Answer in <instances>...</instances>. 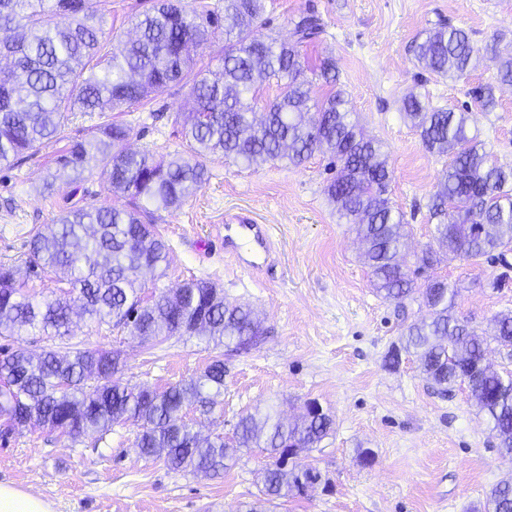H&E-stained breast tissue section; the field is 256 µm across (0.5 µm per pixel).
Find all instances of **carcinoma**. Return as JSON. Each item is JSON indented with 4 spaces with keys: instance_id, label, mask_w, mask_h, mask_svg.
Segmentation results:
<instances>
[{
    "instance_id": "cac0c4a2",
    "label": "carcinoma",
    "mask_w": 512,
    "mask_h": 512,
    "mask_svg": "<svg viewBox=\"0 0 512 512\" xmlns=\"http://www.w3.org/2000/svg\"><path fill=\"white\" fill-rule=\"evenodd\" d=\"M0 0V61L12 74L0 78V164L21 163L48 142L63 147L48 171L43 191L65 176L79 191L86 175L98 171L108 194L124 207L66 204L52 224L28 241L27 264L34 273L52 274L54 298L37 301L22 292L11 266L0 265V336L23 331L69 334L73 307L97 324L130 327V334L154 344L172 336H198L218 349L241 336L263 333L254 312L224 298L211 281L191 277L167 292L143 299L142 273L167 264L168 245L157 228L159 212H172L209 179L204 159L221 156L248 166L285 161L294 166L315 152L327 153L336 176L326 186L340 217L354 226L364 245L374 290L386 300L412 299L427 314L402 332L388 356L416 358L421 372L446 392L467 384L470 399L512 461V371L484 365L489 342L512 359V313L493 317L478 334L455 315L458 289L446 279L415 276L434 268L438 253L466 258L492 254L512 243V169L489 161L484 143L468 135V112L429 108L411 94L404 111L425 148L451 156L429 209L435 221L433 243L411 269L403 255L408 231L392 210L390 176L379 141L368 138L345 108L341 90L312 100L306 72L319 71L336 83L329 60L309 66L302 48L323 31L312 11L294 22L293 40L279 42L260 32L265 0H224V6L187 8L185 0H153L132 20L135 36L123 39L107 27L110 0ZM224 32L221 71L209 78L197 68L198 56ZM426 71L458 78L476 68L481 56L469 35L438 26L416 45ZM280 92L258 99L270 77ZM182 82L192 83V105L179 113L188 154L156 159L126 147L130 129L112 116L142 105ZM74 112H95L102 122L89 139L65 135ZM112 351L75 348L62 353L0 350V438L32 419L76 440L106 430L126 418L141 422L137 447L176 472L219 475L238 452L258 448L272 459L262 472L261 502L271 504L306 494L314 468L282 469L288 448L308 451L331 431L326 413L305 412L293 421L278 412H247L232 439L203 437L184 412L213 410L224 394V359L218 353L202 374L162 390L129 387L116 378ZM485 512H512V479L489 494Z\"/></svg>"
}]
</instances>
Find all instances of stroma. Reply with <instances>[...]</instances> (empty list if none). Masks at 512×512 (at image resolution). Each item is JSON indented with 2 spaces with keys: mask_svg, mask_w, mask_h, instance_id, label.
<instances>
[{
  "mask_svg": "<svg viewBox=\"0 0 512 512\" xmlns=\"http://www.w3.org/2000/svg\"><path fill=\"white\" fill-rule=\"evenodd\" d=\"M303 11L324 22L309 54L334 60L348 109L365 134L382 143L391 204L411 228L406 250L421 251L432 228L427 203L449 159L423 146L405 116V98L413 93L435 108L467 109L471 134L493 163L508 169L512 85L498 83L490 63L453 81L427 74L416 64L413 44L446 22L470 32L477 48L493 45L512 55V0H266L264 33L289 39ZM486 84L494 87L490 110L472 96ZM190 99L191 87L182 83L123 113L128 146L159 155L187 152L174 118ZM57 149L52 142L21 165H0V264L13 266L38 300L51 296L55 284L29 272V232L53 223L58 202L75 190L60 179L52 193L42 191ZM329 162L319 152L300 167H246L212 157L208 183L163 213L158 226L170 245L169 267L164 276H142L146 289L208 279L227 301L253 307L266 328L256 348L224 355L223 416L194 409L187 419L201 434L228 439L242 413L273 408L291 417L308 401L320 403L333 430L298 460L321 480L273 512H482L491 489L512 476V461L500 457L466 386L440 394L408 357L389 367L392 344L423 312L414 303L398 308L374 292L360 244L324 191L334 175ZM75 191L87 202H118L95 175ZM239 212L272 228L273 249L257 279L224 250V216ZM436 273L459 288L456 313L470 327L483 330L494 315L512 313V252L502 263L444 253ZM503 274L504 287H494ZM0 347L117 349L122 383L159 389L200 375L213 355L195 337L154 346L80 313L69 335L0 337ZM140 431L130 419L74 442L47 427L17 428L0 440V483L47 501L52 512H245L259 497L267 464L259 451L241 454L217 477L179 473L140 454ZM365 449L373 453L368 465L360 458Z\"/></svg>",
  "mask_w": 512,
  "mask_h": 512,
  "instance_id": "obj_1",
  "label": "stroma"
}]
</instances>
